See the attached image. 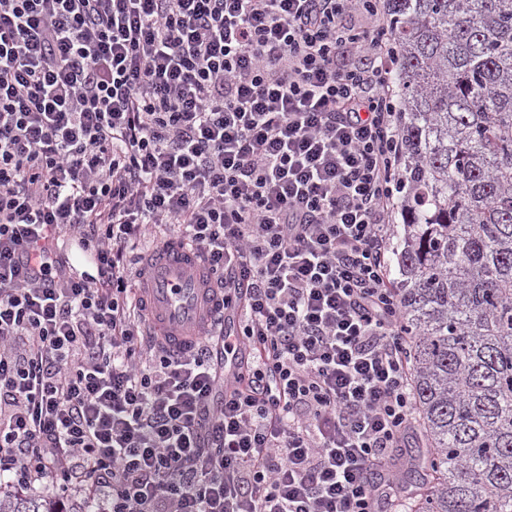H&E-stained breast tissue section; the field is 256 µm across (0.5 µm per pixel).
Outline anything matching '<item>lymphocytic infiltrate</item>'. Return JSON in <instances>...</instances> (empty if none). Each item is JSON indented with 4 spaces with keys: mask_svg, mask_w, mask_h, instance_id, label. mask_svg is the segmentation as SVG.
Masks as SVG:
<instances>
[{
    "mask_svg": "<svg viewBox=\"0 0 512 512\" xmlns=\"http://www.w3.org/2000/svg\"><path fill=\"white\" fill-rule=\"evenodd\" d=\"M391 43L380 0H0V476L86 512H403ZM162 225L234 343L145 334Z\"/></svg>",
    "mask_w": 512,
    "mask_h": 512,
    "instance_id": "1",
    "label": "lymphocytic infiltrate"
}]
</instances>
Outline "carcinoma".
<instances>
[{
  "label": "carcinoma",
  "instance_id": "carcinoma-1",
  "mask_svg": "<svg viewBox=\"0 0 512 512\" xmlns=\"http://www.w3.org/2000/svg\"><path fill=\"white\" fill-rule=\"evenodd\" d=\"M403 277L425 450L410 512H512V0H387ZM0 512H64L0 495Z\"/></svg>",
  "mask_w": 512,
  "mask_h": 512
}]
</instances>
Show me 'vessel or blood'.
<instances>
[{"mask_svg":"<svg viewBox=\"0 0 512 512\" xmlns=\"http://www.w3.org/2000/svg\"><path fill=\"white\" fill-rule=\"evenodd\" d=\"M143 280L148 333L162 337L170 354L187 353L204 325L221 323V295L209 286L201 254L186 242L174 238L151 251Z\"/></svg>","mask_w":512,"mask_h":512,"instance_id":"obj_1","label":"vessel or blood"}]
</instances>
